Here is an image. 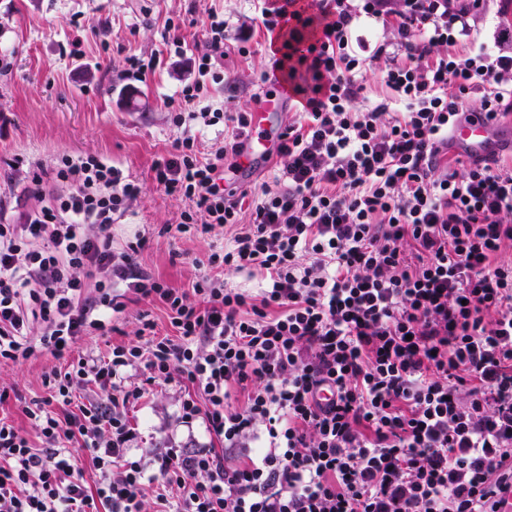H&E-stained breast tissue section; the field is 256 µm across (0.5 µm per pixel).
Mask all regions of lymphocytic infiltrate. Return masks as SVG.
I'll use <instances>...</instances> for the list:
<instances>
[{"mask_svg": "<svg viewBox=\"0 0 512 512\" xmlns=\"http://www.w3.org/2000/svg\"><path fill=\"white\" fill-rule=\"evenodd\" d=\"M481 14L498 51L469 46ZM363 17L392 33L366 57ZM261 23L288 31L272 68L298 98L275 188L224 184L250 112L196 109L224 80L222 14L166 101L182 135L153 171L190 203L176 230L230 234L192 285L199 304L140 270L139 244L113 249L141 194L129 171L92 155L10 161L46 202L0 221V362L109 336L131 302L163 303L175 334L145 318L144 345L46 376L49 397L24 409L44 447L0 418V512H144L149 484L155 512H497L512 490V162L448 156L457 124L512 114L502 0H269ZM378 60L396 101L354 111ZM224 122L223 146L201 152L195 125ZM226 268L257 289L230 287ZM161 384L215 447L136 458L128 408ZM89 385L97 397L71 410Z\"/></svg>", "mask_w": 512, "mask_h": 512, "instance_id": "1", "label": "lymphocytic infiltrate"}]
</instances>
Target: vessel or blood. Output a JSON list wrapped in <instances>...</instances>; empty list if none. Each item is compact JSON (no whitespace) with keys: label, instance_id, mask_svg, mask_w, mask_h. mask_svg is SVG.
I'll return each instance as SVG.
<instances>
[{"label":"vessel or blood","instance_id":"obj_1","mask_svg":"<svg viewBox=\"0 0 512 512\" xmlns=\"http://www.w3.org/2000/svg\"><path fill=\"white\" fill-rule=\"evenodd\" d=\"M289 96L290 89L284 81L279 83L276 93H260L253 112L252 131L234 171L237 182L246 181L258 164L273 151L282 130L284 104ZM453 137L466 152L485 155L491 151L487 127L482 122L474 121L455 127Z\"/></svg>","mask_w":512,"mask_h":512}]
</instances>
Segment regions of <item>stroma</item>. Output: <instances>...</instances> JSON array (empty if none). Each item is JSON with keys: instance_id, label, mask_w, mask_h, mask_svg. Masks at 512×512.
Wrapping results in <instances>:
<instances>
[{"instance_id": "obj_1", "label": "stroma", "mask_w": 512, "mask_h": 512, "mask_svg": "<svg viewBox=\"0 0 512 512\" xmlns=\"http://www.w3.org/2000/svg\"><path fill=\"white\" fill-rule=\"evenodd\" d=\"M260 7L259 0H0V56L8 61L0 67V198L14 190L6 161L16 154L46 165L64 155H95L120 164L141 182L143 193L113 225L114 249L145 238L135 256L138 267L173 287L190 289L201 263L223 246L224 230L204 237L167 231L189 203L166 194L153 180L154 161L181 135L169 123L165 102L192 78L193 58L206 52L200 22L211 11L222 13L227 23L224 81L211 88L203 106L249 112L261 89H276ZM190 17L197 18V26H185ZM169 20L180 25L186 55L165 58L145 82L123 80L128 57L162 50ZM242 43L249 48L244 57L237 53ZM144 311L158 334L171 333L162 304H131L116 320V333L107 339L82 337L75 353L103 354L112 343L138 344ZM67 364L45 352L20 365H0V387L10 391L0 417L27 427L22 406L48 397L45 375ZM181 397L179 387L159 385L130 408L138 433L134 454L162 447L166 436L189 449L213 445L202 423L179 422Z\"/></svg>"}]
</instances>
